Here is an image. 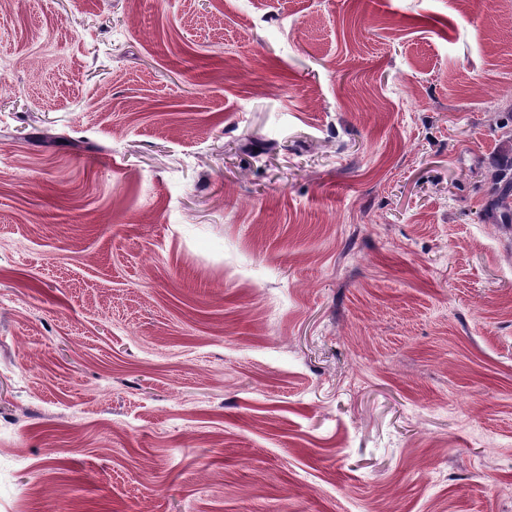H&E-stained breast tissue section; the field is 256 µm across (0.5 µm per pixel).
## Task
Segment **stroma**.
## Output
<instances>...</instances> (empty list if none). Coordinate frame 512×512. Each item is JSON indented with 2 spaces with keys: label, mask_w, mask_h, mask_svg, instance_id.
Returning a JSON list of instances; mask_svg holds the SVG:
<instances>
[{
  "label": "stroma",
  "mask_w": 512,
  "mask_h": 512,
  "mask_svg": "<svg viewBox=\"0 0 512 512\" xmlns=\"http://www.w3.org/2000/svg\"><path fill=\"white\" fill-rule=\"evenodd\" d=\"M0 77V512H512V0H7Z\"/></svg>",
  "instance_id": "stroma-1"
}]
</instances>
